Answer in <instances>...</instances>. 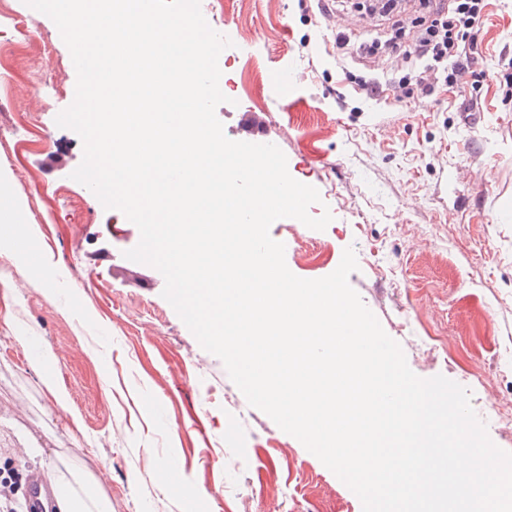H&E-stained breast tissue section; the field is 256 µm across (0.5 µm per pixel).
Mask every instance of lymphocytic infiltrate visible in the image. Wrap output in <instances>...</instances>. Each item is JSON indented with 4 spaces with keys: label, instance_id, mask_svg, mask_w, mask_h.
<instances>
[{
    "label": "lymphocytic infiltrate",
    "instance_id": "1",
    "mask_svg": "<svg viewBox=\"0 0 512 512\" xmlns=\"http://www.w3.org/2000/svg\"><path fill=\"white\" fill-rule=\"evenodd\" d=\"M486 7L487 0H355L358 15L389 22L390 36L354 46L340 32L336 49L365 62L398 54L411 65L410 73L395 80H357L358 90L369 97L385 90L399 101L426 97L465 81L475 89L485 73L474 67L478 45L473 32L483 25Z\"/></svg>",
    "mask_w": 512,
    "mask_h": 512
}]
</instances>
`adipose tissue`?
<instances>
[{
	"instance_id": "adipose-tissue-1",
	"label": "adipose tissue",
	"mask_w": 512,
	"mask_h": 512,
	"mask_svg": "<svg viewBox=\"0 0 512 512\" xmlns=\"http://www.w3.org/2000/svg\"><path fill=\"white\" fill-rule=\"evenodd\" d=\"M55 457L48 479L55 490L57 512H112L101 481L89 467L77 464L62 451Z\"/></svg>"
}]
</instances>
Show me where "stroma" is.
Here are the masks:
<instances>
[{
	"instance_id": "35a3bbf8",
	"label": "stroma",
	"mask_w": 512,
	"mask_h": 512,
	"mask_svg": "<svg viewBox=\"0 0 512 512\" xmlns=\"http://www.w3.org/2000/svg\"><path fill=\"white\" fill-rule=\"evenodd\" d=\"M12 7L29 35L0 57V173L45 260L35 285L24 255L0 245V480L14 487V512L26 510L27 474L46 471L55 448L104 469L112 512H363L248 404L163 298L162 274L125 258L138 228L73 179L82 141L55 122L75 98L70 51L49 17L24 0ZM201 10L232 42L218 60L225 136L246 140L240 116L265 112L263 141L320 192L310 214L333 216L322 231L272 224L289 270L325 277L354 248L349 283L410 369L467 388L491 440L512 452V422L495 414L512 412V0H488L475 35L480 92L464 85L402 103L357 93L344 75L397 78L408 64L379 71L337 58L344 22L315 0H203ZM435 336L447 357L430 351ZM46 348L62 406L41 382ZM21 444L45 452L22 462ZM167 475L196 497L166 493Z\"/></svg>"
}]
</instances>
